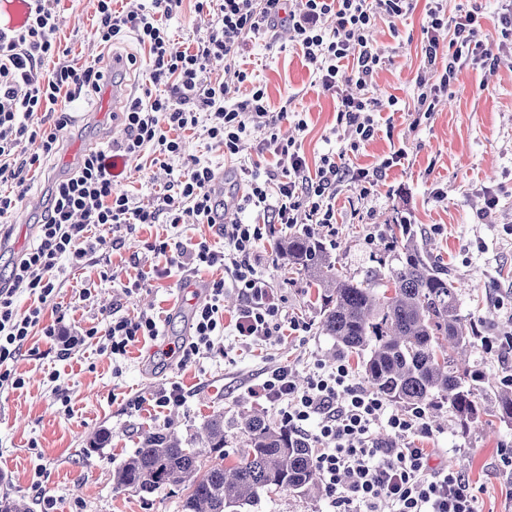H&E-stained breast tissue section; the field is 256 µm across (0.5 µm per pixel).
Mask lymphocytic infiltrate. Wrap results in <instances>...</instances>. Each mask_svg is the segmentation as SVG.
Here are the masks:
<instances>
[{"label": "lymphocytic infiltrate", "mask_w": 512, "mask_h": 512, "mask_svg": "<svg viewBox=\"0 0 512 512\" xmlns=\"http://www.w3.org/2000/svg\"><path fill=\"white\" fill-rule=\"evenodd\" d=\"M59 0H29L24 24L0 32V217L11 212L27 195L29 175L42 161L58 153L60 136L71 121L70 105L99 92L105 74L95 66H80L61 59L56 41V6ZM183 0H151L150 6L116 10L112 0H97L94 36L109 46L134 38L147 54L144 91H130L121 117L123 137L114 147L84 153L70 173L56 180L38 226L37 244L12 265L7 286L0 287V388H21L23 379L11 364L34 329L62 342L65 350L81 345L83 337L58 325H43V306L59 288L61 262L88 263L90 252L82 242L92 226L106 224H211L219 211L212 185L214 172L192 165L179 175L176 189L163 193L155 204H134L114 184L118 158L151 148L153 164L166 165L182 154L180 131L203 127L211 143L224 155L238 154L244 135L259 136L260 151L279 158L276 172L260 163L240 165L247 182L243 204L262 210L268 221L223 224L224 248L217 251L199 243L191 260L199 266H222L225 276L213 281L208 300L193 315L194 339L183 347L189 360L210 346L224 328L221 304L225 286L243 299L235 329L243 343L263 341L282 329V309L268 281L256 268L258 247L276 224H295L298 212L317 224L335 221L332 198L344 182L375 184L378 174L350 168L335 155L321 158L310 170L292 139L280 138L278 128L287 109L272 111L262 87L227 104L223 84L208 80L214 61L239 54L247 36L272 39L278 26H288L304 58L318 74L324 90L339 94L342 63H350L348 80L354 94L341 96L338 122L350 131V150L375 133L368 111L367 90L381 63V54L368 35L377 19L396 21L414 8V0H300L298 9L288 0H196V12L218 4L221 19L195 50L171 48L168 22ZM334 15L336 29L326 32L325 15ZM447 30L448 65L438 82L418 76V117H430L440 93L447 91L456 67L486 61L489 52L480 38L478 10L447 17L440 0H430L423 26L424 62L435 65L440 50L435 33ZM56 58L50 74H42L45 60ZM44 120L33 123L35 115ZM207 125H200V117ZM25 291L36 299L26 315H18L15 299ZM153 317H110L104 328H90L85 337L98 338L100 350L124 353L139 338L157 335ZM253 396L281 404L288 427L311 441L317 477L335 492L337 512H380L381 503L392 512H477L469 483L462 471L434 468L426 449L416 447L415 436L430 433L423 408L391 411L386 399L357 382L351 368L337 361L332 369L317 367L305 385H298L292 368L280 366L252 387ZM386 438H378L377 428Z\"/></svg>", "instance_id": "1"}]
</instances>
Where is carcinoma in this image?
Returning a JSON list of instances; mask_svg holds the SVG:
<instances>
[{"label":"carcinoma","instance_id":"obj_1","mask_svg":"<svg viewBox=\"0 0 512 512\" xmlns=\"http://www.w3.org/2000/svg\"><path fill=\"white\" fill-rule=\"evenodd\" d=\"M388 248L396 266L380 282L359 281L336 267L331 249L306 234L276 245L283 268L317 286L321 331L341 353L362 358L365 382L387 400L407 408L448 405L467 429L491 416L512 424V392L503 391L494 410L479 403L481 379L459 366L476 348L481 321L461 311L459 288L406 222L387 225ZM246 448L238 462L223 464L224 416L206 421L198 438L184 445L174 432H150L113 471V486L152 494L186 488L181 512H237L254 505L274 487L309 493L319 487L312 446L286 425H272L259 414L241 416ZM211 465L200 472L202 457ZM0 512H33L23 496L0 498Z\"/></svg>","mask_w":512,"mask_h":512}]
</instances>
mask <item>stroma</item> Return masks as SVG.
Listing matches in <instances>:
<instances>
[{"label": "stroma", "instance_id": "1", "mask_svg": "<svg viewBox=\"0 0 512 512\" xmlns=\"http://www.w3.org/2000/svg\"><path fill=\"white\" fill-rule=\"evenodd\" d=\"M478 5L482 38L492 51L487 65L457 69L430 118L416 120V77L426 73L438 81L448 58L438 56L424 69L421 47L425 0L397 23L378 20L370 43L383 56L369 96L377 124L374 136L358 151H348L349 133L337 121V100L324 92L317 75L279 28L275 43L247 37L241 54L214 63L210 78L228 86L229 102L246 96L252 86L265 89L272 110L287 107L301 113L306 130L283 122L284 136L301 145L309 166L322 155L340 153L350 167L371 168L396 150L400 163L382 172L375 187L342 185L332 201L333 226L278 225L274 239L260 247L259 272L269 282L286 321L301 330L283 329L281 335L249 345L235 334L242 301L235 288L224 292V333L191 360L181 349L191 340L197 306L193 283L220 279L223 269L193 266L190 255L198 243L223 250L224 237L208 224H117L92 227L87 246L94 252L89 264L64 265L61 286L44 308V324L64 322L75 333L103 326L106 314L127 318L153 316L159 333L130 345L124 354L105 355L97 340L64 355L58 345L34 331L13 363L24 385L0 388V496H25L34 512H43L52 500V512H181V492L154 494L118 490L112 472L135 448L145 432L174 431L193 438L215 414L224 416L227 444L225 466H232L241 450L236 422L241 413H258L278 424L279 406L249 393L263 372L291 366L297 383H305L316 366L334 367L336 349L319 329L320 301L316 289L302 277L288 278L278 264L276 241L289 232L312 231L335 245L336 258L348 273L363 278L378 270L385 252L388 225L409 220L433 258L448 270L460 289L463 313L487 317L483 343L472 353L471 369L482 378L481 405L493 408L503 382L512 378V41L501 34L500 18L512 0H445L448 16ZM96 0H60L57 39L69 59L94 62L111 71L113 54L136 56L122 75L128 88L145 79L146 56L134 39L106 48L93 35ZM217 12L197 14L193 0H184L170 22L176 49L196 48L206 39ZM251 79L238 83L237 70ZM101 95L71 105L72 122L64 130L61 152L49 159L31 180L27 197L0 220V277H6L13 259L33 242L52 186L71 170L66 152H84L107 144L111 113L100 111ZM184 152L171 162L180 171L191 163L223 174L224 190L236 194L242 185L234 177L241 164L261 161L274 168L272 155H259L258 140L248 137L237 156H224L211 147L202 129L180 131ZM150 149L118 164V187L135 202L155 203L170 181V171L151 162ZM496 205H489V198ZM106 246H98L99 238ZM166 243L177 263L154 276L152 243ZM178 385L186 398L179 406H156L153 396ZM109 433L99 448L90 439ZM426 449L434 467H458L466 474L478 512H512V425L491 420L463 430L448 411H441L431 434L415 439ZM328 491L302 494L274 491L240 512H330Z\"/></svg>", "mask_w": 512, "mask_h": 512}]
</instances>
